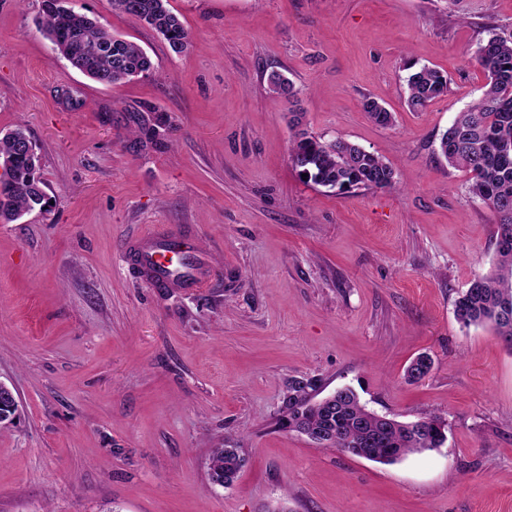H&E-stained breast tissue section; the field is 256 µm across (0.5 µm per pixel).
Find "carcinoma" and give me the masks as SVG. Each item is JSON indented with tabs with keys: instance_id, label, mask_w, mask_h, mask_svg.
I'll list each match as a JSON object with an SVG mask.
<instances>
[{
	"instance_id": "carcinoma-1",
	"label": "carcinoma",
	"mask_w": 512,
	"mask_h": 512,
	"mask_svg": "<svg viewBox=\"0 0 512 512\" xmlns=\"http://www.w3.org/2000/svg\"><path fill=\"white\" fill-rule=\"evenodd\" d=\"M112 10L144 22L167 43L175 54L190 45L188 32L170 10L169 0H112ZM67 25L99 49L92 66H82L69 58L63 40V26L56 14L44 11L38 27L52 49L82 74L109 85L134 77L150 76L154 64L137 44L112 34L88 16L71 11ZM487 76L482 97L459 113L439 142V152L449 165L472 174L471 198L488 207L497 217L495 270L475 279L456 301L454 313L465 327L489 324L512 349V39L492 33L479 43L471 56ZM270 91L284 98L289 108V124L294 130L289 160L298 174L314 184L340 191L391 189L395 185L392 167L378 155L338 138L324 143L303 128L304 113L296 108V91L283 72L267 78ZM407 105L419 111L448 89V78L439 70L423 65L406 77ZM368 117L378 126L394 121L393 113L375 100L363 104ZM21 128L0 138V158L12 159L9 181L5 184L7 202H0V223L11 224L33 210L34 171L28 158L17 152ZM429 356L419 357L417 365L406 369L410 382L422 380L429 372ZM315 382L304 377L288 381L283 398L280 425L299 433L312 432L319 445L379 463H395L404 456L434 450L446 442L447 424L440 416L414 422L384 420L368 411L350 388L336 392L332 402L314 401ZM244 459L237 448H214L208 458L212 484L227 488L236 480Z\"/></svg>"
}]
</instances>
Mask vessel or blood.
<instances>
[{
    "label": "vessel or blood",
    "mask_w": 512,
    "mask_h": 512,
    "mask_svg": "<svg viewBox=\"0 0 512 512\" xmlns=\"http://www.w3.org/2000/svg\"><path fill=\"white\" fill-rule=\"evenodd\" d=\"M135 256L144 278L163 288H199L206 283L209 275L207 260L174 236L144 233Z\"/></svg>",
    "instance_id": "b4317fda"
}]
</instances>
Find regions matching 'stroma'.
Instances as JSON below:
<instances>
[{"label": "stroma", "mask_w": 512, "mask_h": 512, "mask_svg": "<svg viewBox=\"0 0 512 512\" xmlns=\"http://www.w3.org/2000/svg\"><path fill=\"white\" fill-rule=\"evenodd\" d=\"M169 4L179 55L110 0H69L158 70L108 86L53 51L41 0H0V131L37 142L52 199L0 224V381L19 405L0 512H512V349L454 314L494 266L497 218L438 152L487 82L472 52L512 38V0ZM413 64L448 76L419 112ZM276 70L309 132L378 154L394 188L301 179ZM153 229L199 249L207 287L140 277L130 246ZM302 376L399 421L441 416L447 441L380 464L280 429ZM221 445L245 458L229 488L207 474Z\"/></svg>", "instance_id": "stroma-1"}]
</instances>
